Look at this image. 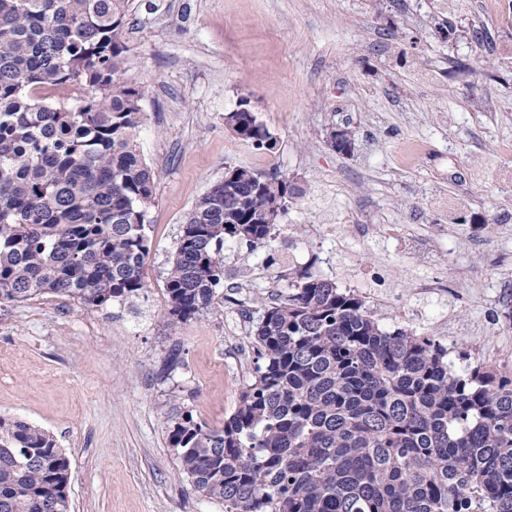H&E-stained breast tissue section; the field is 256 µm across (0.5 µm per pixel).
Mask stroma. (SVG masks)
I'll use <instances>...</instances> for the list:
<instances>
[{"mask_svg": "<svg viewBox=\"0 0 512 512\" xmlns=\"http://www.w3.org/2000/svg\"><path fill=\"white\" fill-rule=\"evenodd\" d=\"M122 40L155 173L146 287L92 309L50 294L0 303V413L55 436L71 512H224L181 475L169 425L188 411L223 427L259 365L249 317L286 293L292 269L361 293L385 329L439 341L454 368H512V12L481 0H132ZM242 97L273 150L225 129ZM337 128L354 132L350 153L328 143ZM233 167L277 173L294 193L270 246L226 243L213 306L170 329L182 226ZM452 201L461 223L448 221ZM388 224L404 234L384 236ZM376 273L385 287H366Z\"/></svg>", "mask_w": 512, "mask_h": 512, "instance_id": "35a3bbf8", "label": "stroma"}]
</instances>
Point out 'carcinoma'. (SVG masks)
<instances>
[{
  "instance_id": "1",
  "label": "carcinoma",
  "mask_w": 512,
  "mask_h": 512,
  "mask_svg": "<svg viewBox=\"0 0 512 512\" xmlns=\"http://www.w3.org/2000/svg\"><path fill=\"white\" fill-rule=\"evenodd\" d=\"M130 0H0V303L87 308L146 287L155 174L138 150L142 92L125 80ZM89 93L72 106L37 91ZM242 139L276 142L239 113ZM291 193L214 183L167 271L168 322L213 304L228 240L264 247ZM254 381L224 427L187 412L169 438L224 512H512V373L457 374L448 350L387 332L365 301L300 271L252 325ZM70 462L46 429L0 414V512H70Z\"/></svg>"
}]
</instances>
